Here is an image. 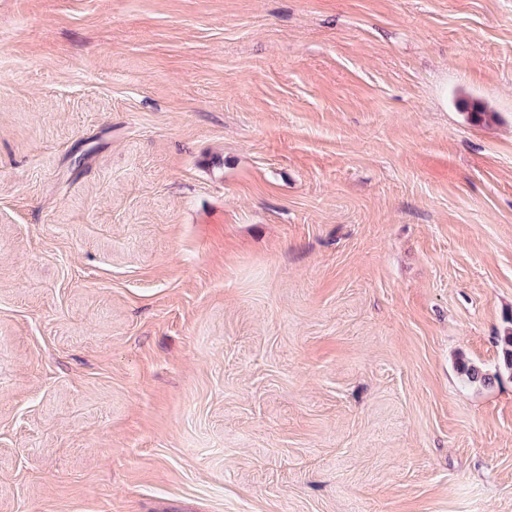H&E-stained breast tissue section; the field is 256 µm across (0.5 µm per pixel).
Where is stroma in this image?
Instances as JSON below:
<instances>
[{
    "instance_id": "stroma-1",
    "label": "stroma",
    "mask_w": 512,
    "mask_h": 512,
    "mask_svg": "<svg viewBox=\"0 0 512 512\" xmlns=\"http://www.w3.org/2000/svg\"><path fill=\"white\" fill-rule=\"evenodd\" d=\"M511 322L512 0H0V512H512ZM499 347V365L494 371L469 361L461 363L458 370L467 384L489 387L498 381L501 369L512 371V329H507L504 335L500 336Z\"/></svg>"
}]
</instances>
